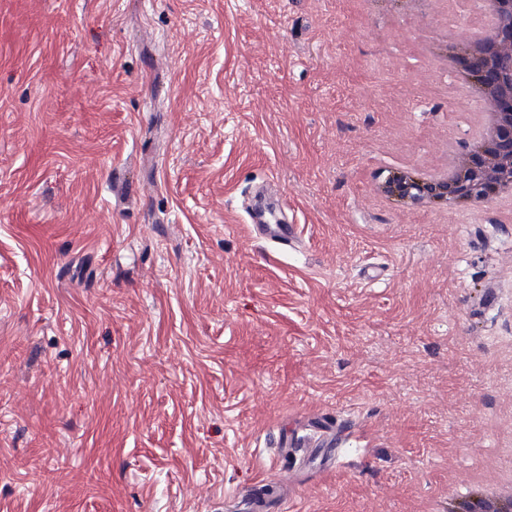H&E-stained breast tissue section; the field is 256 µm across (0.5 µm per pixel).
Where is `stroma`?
I'll return each mask as SVG.
<instances>
[{"label": "stroma", "instance_id": "obj_1", "mask_svg": "<svg viewBox=\"0 0 512 512\" xmlns=\"http://www.w3.org/2000/svg\"><path fill=\"white\" fill-rule=\"evenodd\" d=\"M420 3L0 0V512H243L284 466L285 512L494 481L512 207L376 192L474 126L419 39L475 2ZM262 180L300 252L254 239Z\"/></svg>", "mask_w": 512, "mask_h": 512}]
</instances>
